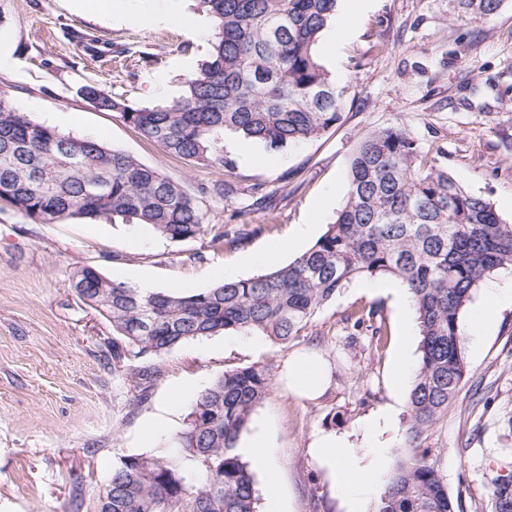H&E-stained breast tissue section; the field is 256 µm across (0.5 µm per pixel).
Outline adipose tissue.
<instances>
[{"mask_svg": "<svg viewBox=\"0 0 512 512\" xmlns=\"http://www.w3.org/2000/svg\"><path fill=\"white\" fill-rule=\"evenodd\" d=\"M507 303L512 304V276L504 277L486 289L469 324L472 342L480 341L501 306ZM283 376L293 393L311 399L319 397L329 384L323 362L319 357L309 354L289 358ZM393 429L392 413L381 411L374 414L364 425L369 442L368 451H360L349 441L347 435L336 432L318 433L310 441L311 456L327 472L337 492L344 498L347 512H365L366 495L381 482L382 465L392 444L390 434ZM270 448L267 432L259 429L239 446L238 451L267 473V512H280L277 472Z\"/></svg>", "mask_w": 512, "mask_h": 512, "instance_id": "adipose-tissue-1", "label": "adipose tissue"}]
</instances>
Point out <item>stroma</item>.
Instances as JSON below:
<instances>
[{"label": "stroma", "instance_id": "35a3bbf8", "mask_svg": "<svg viewBox=\"0 0 512 512\" xmlns=\"http://www.w3.org/2000/svg\"><path fill=\"white\" fill-rule=\"evenodd\" d=\"M174 5L196 11L195 0H114L108 13L83 0H6L0 36L9 57L0 65V99L65 134L103 131L109 146L188 191L220 183L222 170L165 153L81 92L95 83L140 105L178 98L215 29L198 34L145 22V15ZM75 31L95 39L97 53L78 46ZM317 55L345 90L335 127L283 149L224 137V156L235 163L242 186L278 192L264 212L250 211L248 196L239 201L246 214L230 207L216 212L215 223L226 228L248 225L249 234L234 245L174 242L143 226L85 218L33 224L0 203V512H76L77 492V512H97L118 455L153 453L185 428L191 403L169 406L174 388L191 383L202 390L225 369L252 364L275 379L251 423L264 426L272 440L282 512H345L307 448L321 430L362 444L365 419L385 406L406 419L408 395L392 384L403 326L391 299L362 291L357 278L291 343L262 336L250 343L220 336L185 343L159 358L161 375L135 407L127 381L108 363L110 323L71 288V275L82 266L108 276L124 271L130 286L146 277L158 290L179 283L200 291L227 275L265 272L258 256L269 244L291 240L301 252L326 231L344 203L358 139L392 125L404 126L422 158L490 200L512 223V0L485 23L457 15L453 0H371L345 41L321 35ZM311 222L314 232L301 236ZM370 309L371 325L347 322L351 311ZM377 326L387 334L380 345L372 338ZM463 350L465 385L426 444L457 512H493L487 483L512 464V307L500 311L479 345ZM301 353L319 355L330 371L331 385L319 399L294 395L279 381L288 357ZM155 418L162 421L159 435L143 440L144 424Z\"/></svg>", "mask_w": 512, "mask_h": 512}]
</instances>
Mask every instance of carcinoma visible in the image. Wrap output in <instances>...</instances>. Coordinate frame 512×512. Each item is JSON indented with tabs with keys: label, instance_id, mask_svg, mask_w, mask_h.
<instances>
[{
	"label": "carcinoma",
	"instance_id": "obj_1",
	"mask_svg": "<svg viewBox=\"0 0 512 512\" xmlns=\"http://www.w3.org/2000/svg\"><path fill=\"white\" fill-rule=\"evenodd\" d=\"M338 0H197L218 29L209 57L171 103L141 107L98 85L82 88L148 141L192 166L224 169V182L190 195L159 169L99 139L34 122L0 100V203L33 224L66 217L144 225L171 241L209 237L221 248L239 233L211 223V202L243 187L219 142L231 131L271 147L320 137L340 120L344 90L319 63L316 46ZM486 22L503 0H455ZM512 269V224L447 171L418 160L408 131L373 130L359 140L335 222L304 252L247 279L179 295L145 292L93 267L73 271L77 298L112 325V370L145 402L160 358L216 335L248 333L277 344L295 339L345 283L389 277L412 294L419 363L408 396L403 447L374 512H456L424 446L467 375L460 317L487 277ZM272 388L270 371L233 367L194 399L176 447L127 454L112 465V490L97 512H259L250 463L237 443ZM495 512H512V475L489 486Z\"/></svg>",
	"mask_w": 512,
	"mask_h": 512
}]
</instances>
